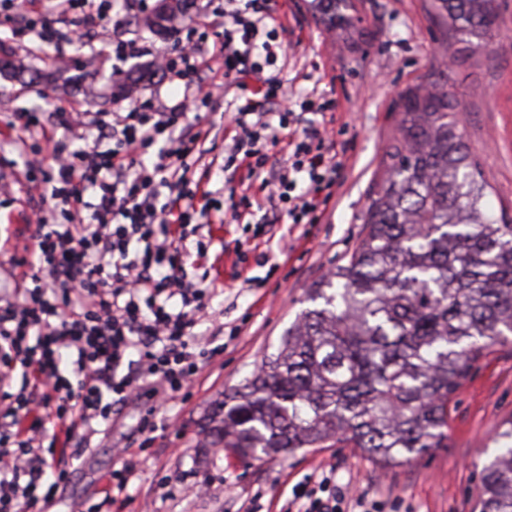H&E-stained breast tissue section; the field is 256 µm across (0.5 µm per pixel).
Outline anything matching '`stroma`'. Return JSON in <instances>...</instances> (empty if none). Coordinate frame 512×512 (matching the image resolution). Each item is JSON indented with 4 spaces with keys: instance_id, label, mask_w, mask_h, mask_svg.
<instances>
[{
    "instance_id": "1",
    "label": "stroma",
    "mask_w": 512,
    "mask_h": 512,
    "mask_svg": "<svg viewBox=\"0 0 512 512\" xmlns=\"http://www.w3.org/2000/svg\"><path fill=\"white\" fill-rule=\"evenodd\" d=\"M431 0H353L351 21L364 32L357 42L317 21L310 0H273L274 14L288 26V49L272 66L284 89L296 99L334 93L336 118L347 127L348 168L341 186L319 223L276 225V235L259 244L271 264L249 263L232 279L228 249L244 239L239 224H209L210 241L202 265L187 267L189 279L206 277L209 308L196 333L210 335L224 326L221 353L200 371L196 381L174 398L155 394L144 384L128 400L106 431L74 437L54 464L67 470L44 512H72L73 502L100 504L112 470L130 464L135 477L122 493V512H283L294 489L319 480L332 469L337 492L366 495L381 502L383 512H471L480 461L492 454L493 439L512 418V348L491 345L449 405L444 447L401 465L383 466L343 441L305 448L287 457L242 462L222 450L202 453L203 431L215 406L233 392L264 358L302 307L307 291L343 264L363 231L367 194L380 172L383 151L395 134L394 104L408 86L433 70L444 71L463 102L465 140L479 163L490 194L487 206L501 224H512V0H497L499 29L489 50L451 57L427 13ZM145 13L122 14V30L138 37L140 56L121 62L123 73L139 75L133 93L174 104L178 92L158 67L179 29L192 25L195 13L178 18L155 33ZM0 47L26 69L28 82L0 74V281L10 278L13 260L31 243L26 220L40 205L26 191V153L19 132L4 120L20 109L45 108L47 100L80 101L90 112L119 105L117 81L107 58L111 45L85 35L57 50L36 49L29 38L0 30ZM196 123L208 128L204 147L216 163L210 190L224 184V120L221 112L200 111ZM160 404L173 425L142 445L137 423L148 408Z\"/></svg>"
}]
</instances>
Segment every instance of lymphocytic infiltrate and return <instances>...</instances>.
Returning a JSON list of instances; mask_svg holds the SVG:
<instances>
[{
  "mask_svg": "<svg viewBox=\"0 0 512 512\" xmlns=\"http://www.w3.org/2000/svg\"><path fill=\"white\" fill-rule=\"evenodd\" d=\"M142 0H0V24L31 33L37 47L74 42L83 26L105 27L111 10ZM71 20L55 26L57 10ZM282 24L270 0H224V28L207 9L159 59L182 90L172 105L133 99L109 112L54 103L51 112H15L11 129L35 138L27 181L42 206L30 255L15 259L22 287L0 299V512H42L68 474L49 470L54 448L35 450L44 428L39 404H53L66 437L106 430L116 406L153 380L167 396L193 381L212 354L194 329L209 288L188 280L190 226L211 219L253 224L317 223L346 167L334 130L297 129L299 112L335 111V98L278 108L285 93L265 70ZM244 93L224 125V171L258 186H228L223 201L196 206L206 134L191 110L217 108ZM306 187L291 189L297 179ZM68 221L50 223L48 212Z\"/></svg>",
  "mask_w": 512,
  "mask_h": 512,
  "instance_id": "1",
  "label": "lymphocytic infiltrate"
}]
</instances>
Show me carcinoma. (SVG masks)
Returning <instances> with one entry per match:
<instances>
[{
	"mask_svg": "<svg viewBox=\"0 0 512 512\" xmlns=\"http://www.w3.org/2000/svg\"><path fill=\"white\" fill-rule=\"evenodd\" d=\"M496 0H434L448 46L486 50ZM329 27H352L351 0H312ZM0 73L25 82L0 48ZM462 101L440 74L407 87L346 264L308 292L311 306L275 353L224 396L203 448L247 462L344 440L399 464L447 438L448 406L494 343L512 344V224L460 129ZM482 466L474 512H512V420Z\"/></svg>",
	"mask_w": 512,
	"mask_h": 512,
	"instance_id": "carcinoma-1",
	"label": "carcinoma"
}]
</instances>
